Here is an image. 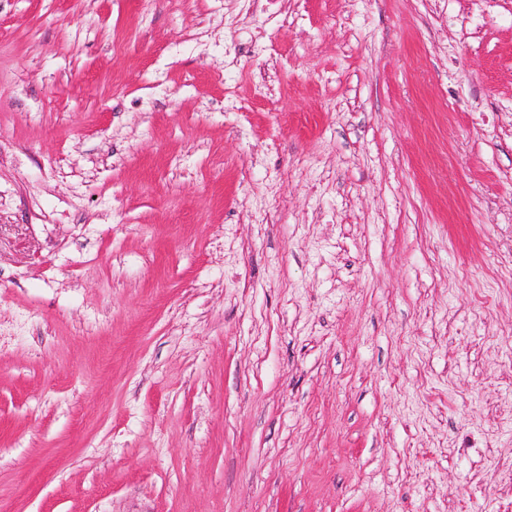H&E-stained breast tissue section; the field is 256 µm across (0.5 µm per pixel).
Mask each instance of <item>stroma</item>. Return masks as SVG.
Masks as SVG:
<instances>
[{"label": "stroma", "instance_id": "obj_1", "mask_svg": "<svg viewBox=\"0 0 512 512\" xmlns=\"http://www.w3.org/2000/svg\"><path fill=\"white\" fill-rule=\"evenodd\" d=\"M0 512H512V0H0Z\"/></svg>", "mask_w": 512, "mask_h": 512}]
</instances>
